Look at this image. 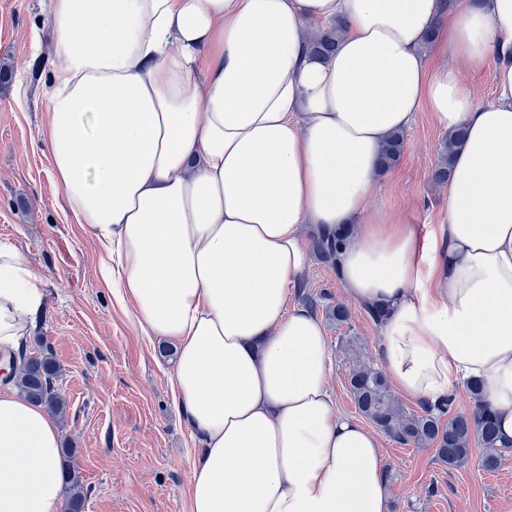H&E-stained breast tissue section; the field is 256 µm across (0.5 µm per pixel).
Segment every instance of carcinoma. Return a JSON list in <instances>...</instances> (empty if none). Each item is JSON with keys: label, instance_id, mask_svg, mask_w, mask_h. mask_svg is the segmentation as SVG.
Here are the masks:
<instances>
[{"label": "carcinoma", "instance_id": "cac0c4a2", "mask_svg": "<svg viewBox=\"0 0 512 512\" xmlns=\"http://www.w3.org/2000/svg\"><path fill=\"white\" fill-rule=\"evenodd\" d=\"M342 31L340 24L313 32L311 47L320 57H327L336 51V43ZM454 141L444 140L440 162L432 171L431 180L443 185L448 182L450 155ZM404 148V135L393 134L384 149L382 165L389 167L396 163ZM340 236L316 233L313 248L317 257L334 266L338 265ZM12 372L6 381L29 399L47 407L54 414L66 411L67 399L57 381L60 364L50 354L34 355L25 343L9 351ZM473 400L469 412L449 414L451 404L435 408H423L420 415L405 411L402 402L395 396L385 374L370 364L358 360L347 376V389L358 412L382 431L405 445L422 447L436 445L439 460L450 467H460L472 455L471 442L477 440L483 447L482 466L494 470L501 459L502 447L498 445L496 425L489 407L482 402L481 386L476 382L467 384ZM448 420H442L443 415ZM86 493L76 481L69 483L65 512H84Z\"/></svg>", "mask_w": 512, "mask_h": 512}]
</instances>
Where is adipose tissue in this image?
Returning <instances> with one entry per match:
<instances>
[{"label": "adipose tissue", "instance_id": "1", "mask_svg": "<svg viewBox=\"0 0 512 512\" xmlns=\"http://www.w3.org/2000/svg\"><path fill=\"white\" fill-rule=\"evenodd\" d=\"M49 19L42 139L105 282L175 344L173 390L202 448L191 512H389L375 433L337 409L323 324L288 303L309 224L357 225L340 277L387 312L395 388L435 407L480 380L512 444V0H49ZM336 20L319 58L311 26ZM457 58L496 59L491 103ZM424 108L465 132L446 223L366 222L389 136ZM44 303L42 276L0 243L1 349ZM0 449V512H60L58 421L11 385ZM342 31L340 23L330 26L328 29L314 30L311 47L313 52L320 57H327L336 51V43Z\"/></svg>", "mask_w": 512, "mask_h": 512}]
</instances>
